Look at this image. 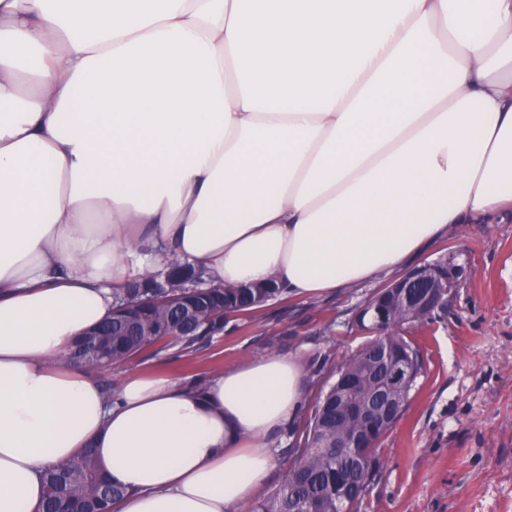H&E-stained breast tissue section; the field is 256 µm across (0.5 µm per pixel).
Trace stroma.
Listing matches in <instances>:
<instances>
[{
	"mask_svg": "<svg viewBox=\"0 0 512 512\" xmlns=\"http://www.w3.org/2000/svg\"><path fill=\"white\" fill-rule=\"evenodd\" d=\"M456 256L467 276L443 320L412 329L423 370L404 415L378 446L382 468L357 512H512V215L462 224L422 255ZM371 282L313 300L288 293L224 322L190 356L173 346L131 367L178 381L270 354L296 356L306 406L332 372L367 339L355 311L377 290ZM297 422L269 439L272 488L293 460L304 431Z\"/></svg>",
	"mask_w": 512,
	"mask_h": 512,
	"instance_id": "obj_1",
	"label": "stroma"
}]
</instances>
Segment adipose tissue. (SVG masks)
Masks as SVG:
<instances>
[{"label":"adipose tissue","mask_w":512,"mask_h":512,"mask_svg":"<svg viewBox=\"0 0 512 512\" xmlns=\"http://www.w3.org/2000/svg\"><path fill=\"white\" fill-rule=\"evenodd\" d=\"M0 0V512L93 449L115 512H241L293 357L65 361L168 257L321 299L512 209V0Z\"/></svg>","instance_id":"adipose-tissue-1"}]
</instances>
